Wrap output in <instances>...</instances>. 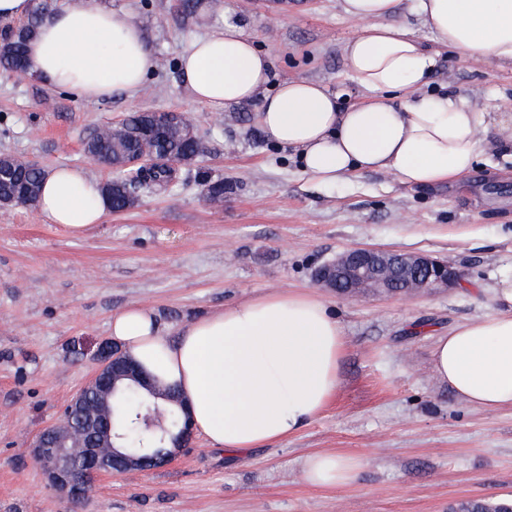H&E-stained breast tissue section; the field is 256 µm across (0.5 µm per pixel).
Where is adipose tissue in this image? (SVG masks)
Instances as JSON below:
<instances>
[{"label": "adipose tissue", "instance_id": "adipose-tissue-1", "mask_svg": "<svg viewBox=\"0 0 512 512\" xmlns=\"http://www.w3.org/2000/svg\"><path fill=\"white\" fill-rule=\"evenodd\" d=\"M363 27L344 46L345 73L361 99L309 79L271 82V59L242 27L194 39L181 55L190 99L218 112L259 100L255 123L293 151L304 175L325 186L378 172L410 188L452 184L475 168L486 116L448 90L427 93L436 58L394 17L409 8L441 47L512 65V0H342ZM28 73L85 100L134 95L154 68L142 29L123 8L65 0L30 40ZM39 207L75 237L102 223L108 205L82 169L59 166L43 180ZM491 310L437 336L432 370L466 404L512 408V269L491 289ZM112 341L163 388L177 390L195 433L244 453L293 437L336 397L348 340L326 302L311 292L266 293L166 334L139 306L114 312ZM361 458L308 455L305 482L351 484Z\"/></svg>", "mask_w": 512, "mask_h": 512}]
</instances>
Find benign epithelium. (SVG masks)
Wrapping results in <instances>:
<instances>
[{
	"instance_id": "benign-epithelium-1",
	"label": "benign epithelium",
	"mask_w": 512,
	"mask_h": 512,
	"mask_svg": "<svg viewBox=\"0 0 512 512\" xmlns=\"http://www.w3.org/2000/svg\"><path fill=\"white\" fill-rule=\"evenodd\" d=\"M459 272L446 261L427 254L358 247L347 250L320 266L317 286L338 295L365 294L413 295L446 288L458 280ZM94 377L71 400L69 408L56 422L36 436L32 453L48 484L69 501H83L104 474L122 476L166 464L173 456L165 448L155 451L119 450L112 444L116 434L110 426L92 439L76 428L70 409L108 422L113 418L110 403L115 384L131 379L142 386L153 383L133 359L116 350L103 349Z\"/></svg>"
}]
</instances>
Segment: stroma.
<instances>
[{"label": "stroma", "mask_w": 512, "mask_h": 512, "mask_svg": "<svg viewBox=\"0 0 512 512\" xmlns=\"http://www.w3.org/2000/svg\"><path fill=\"white\" fill-rule=\"evenodd\" d=\"M142 28L155 70L133 96L85 101L0 66V155L81 168L95 128L134 112H185L205 146L170 190L141 194L82 237L34 206H0V512H452L463 501L512 498V410L460 401L435 376L430 351L454 325L490 310V287L512 265V67L440 51L432 89L450 87L486 115L481 162L462 184L414 189L370 173L325 187L254 124L257 101L212 112L192 102L178 62L192 39L234 23L270 54L274 81L306 78L355 101L345 42L360 28L340 0H108ZM224 200H205L206 182ZM353 247L421 252L461 274L419 295L344 298L315 270ZM318 294L348 338L335 402L288 441L232 455L201 436L165 466L104 476L73 505L31 455L111 346L109 320L130 305L173 330L279 291ZM349 454L348 486L316 489L301 463Z\"/></svg>", "instance_id": "1"}]
</instances>
